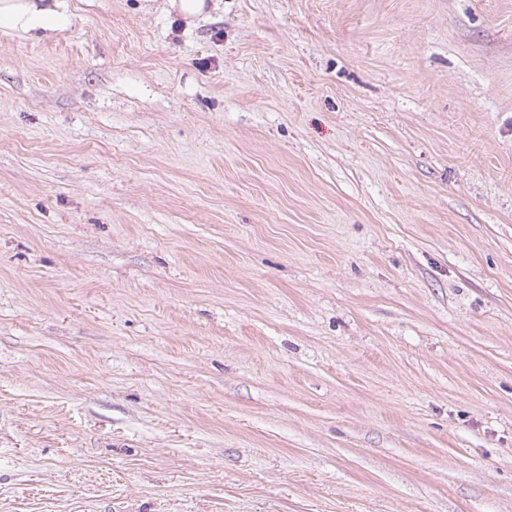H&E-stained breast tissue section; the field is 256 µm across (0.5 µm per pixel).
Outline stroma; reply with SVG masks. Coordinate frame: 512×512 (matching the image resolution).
<instances>
[{"label":"stroma","instance_id":"stroma-1","mask_svg":"<svg viewBox=\"0 0 512 512\" xmlns=\"http://www.w3.org/2000/svg\"><path fill=\"white\" fill-rule=\"evenodd\" d=\"M0 32V512H512V0H62ZM35 1L44 0H1L0 28L43 35L58 29L63 17L58 10L62 3L53 0L54 5L41 6Z\"/></svg>","mask_w":512,"mask_h":512}]
</instances>
